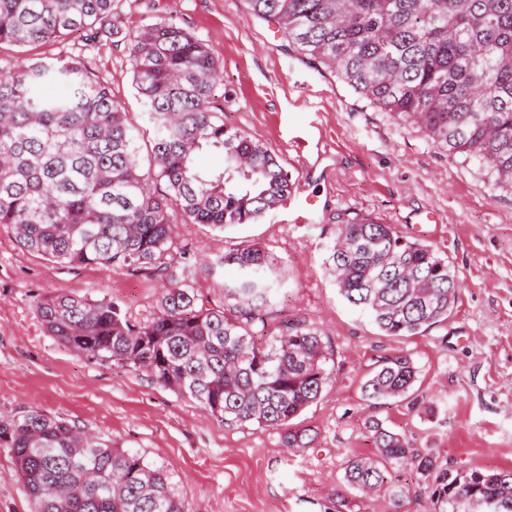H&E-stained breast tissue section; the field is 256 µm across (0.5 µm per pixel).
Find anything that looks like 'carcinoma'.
<instances>
[{"instance_id":"obj_1","label":"carcinoma","mask_w":512,"mask_h":512,"mask_svg":"<svg viewBox=\"0 0 512 512\" xmlns=\"http://www.w3.org/2000/svg\"><path fill=\"white\" fill-rule=\"evenodd\" d=\"M119 2L0 0V45L55 43L82 29L124 45L155 129L153 172L139 168L127 113L86 56L28 65L0 57V225L62 266L153 272L159 313L134 324L112 300L69 293L37 298L36 312L88 359L144 373L228 427L281 429L288 447L304 448L310 435L292 420L331 373L317 328L273 317L275 258L256 244L225 253L220 264L236 277L224 302L209 307L188 284L174 241L179 215L221 231L257 222L291 197V175L263 143L224 126L213 95L223 73L209 47L170 18L124 29ZM246 2L310 63L512 195V0ZM206 149L224 154L222 170L195 167ZM157 182L166 190L153 191ZM325 264L344 299L388 336L447 321L461 291L448 258L366 217L336 226ZM270 322L274 330L257 341L256 327ZM417 376L409 356L389 354L362 394L374 408L406 395ZM365 428L378 454L348 459L342 490L384 487L390 512H404L410 491L392 471L410 465L436 512H473L474 498L512 512V469L445 468L382 420L370 416ZM0 447L10 449L36 512H184L163 468L38 408L0 417Z\"/></svg>"}]
</instances>
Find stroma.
Segmentation results:
<instances>
[{"mask_svg": "<svg viewBox=\"0 0 512 512\" xmlns=\"http://www.w3.org/2000/svg\"><path fill=\"white\" fill-rule=\"evenodd\" d=\"M123 27L176 21L223 68L224 123L264 143L293 193L253 224L216 231L177 222L178 248L200 299L224 298V253L256 244L276 264L274 310L322 334L331 382L295 428L313 441L289 448L282 430L228 427L143 374L89 360L46 332L36 297L73 293L117 301L130 319L159 307L151 272L65 268L20 246L0 225V416L36 407L163 467L185 512H324L348 457L374 456L369 415L451 468H512V196L494 193L474 167L448 160L322 66L289 47L276 23L244 0H121ZM84 54L125 106L142 171L155 166L154 127L123 48L79 30L64 42L0 46L34 62ZM309 208L307 221L298 212ZM372 217L446 257L462 283L452 316L416 336H389L349 305L325 268L339 220ZM402 352L419 377L407 396L370 406L361 393L383 357ZM8 449L0 448V512H34Z\"/></svg>", "mask_w": 512, "mask_h": 512, "instance_id": "stroma-1", "label": "stroma"}]
</instances>
